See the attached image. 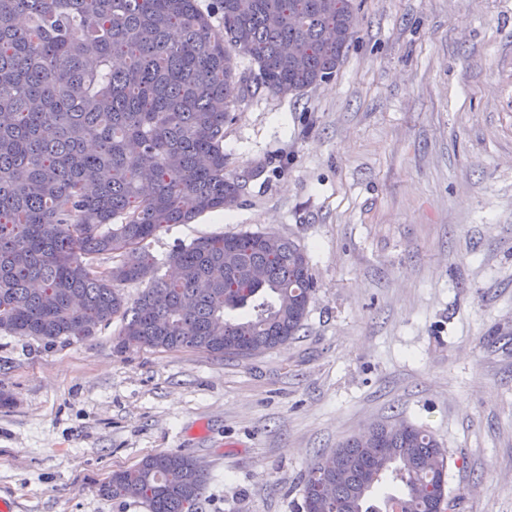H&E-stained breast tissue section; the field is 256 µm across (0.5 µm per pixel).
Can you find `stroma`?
<instances>
[{
    "instance_id": "obj_1",
    "label": "stroma",
    "mask_w": 512,
    "mask_h": 512,
    "mask_svg": "<svg viewBox=\"0 0 512 512\" xmlns=\"http://www.w3.org/2000/svg\"><path fill=\"white\" fill-rule=\"evenodd\" d=\"M355 3L331 81L235 106L237 205L150 243L169 275L203 235L296 241L304 335L238 359L0 334L10 512H148L99 485L171 449L207 468V512H299L317 456L396 418L452 456L454 512H512V0Z\"/></svg>"
}]
</instances>
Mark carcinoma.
<instances>
[{"label":"carcinoma","mask_w":512,"mask_h":512,"mask_svg":"<svg viewBox=\"0 0 512 512\" xmlns=\"http://www.w3.org/2000/svg\"><path fill=\"white\" fill-rule=\"evenodd\" d=\"M0 0V334L81 341L120 320L115 349L248 359L300 336L316 291L304 250L265 233L200 237L158 274L148 241L237 203L224 126L252 89L331 80L354 0ZM257 71L237 69L231 51ZM146 283L134 300L123 286ZM380 422L322 453L302 512H451L448 454L428 429ZM396 493L374 500L384 480ZM208 471L162 451L112 473L101 495L149 512H206Z\"/></svg>","instance_id":"1"}]
</instances>
